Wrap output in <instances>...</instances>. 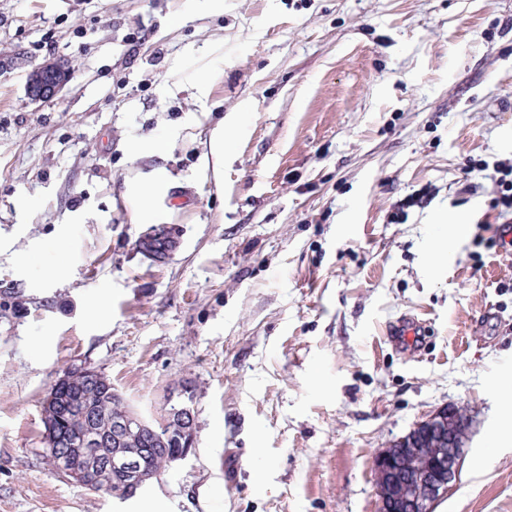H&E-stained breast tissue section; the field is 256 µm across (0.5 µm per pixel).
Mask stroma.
<instances>
[{"label": "stroma", "mask_w": 512, "mask_h": 512, "mask_svg": "<svg viewBox=\"0 0 512 512\" xmlns=\"http://www.w3.org/2000/svg\"><path fill=\"white\" fill-rule=\"evenodd\" d=\"M49 59L74 78L31 101ZM473 157L512 165V0H0V512H379L375 454L451 406L433 512H512V242ZM75 367L148 421L195 409L129 501L47 463ZM166 175L162 170H156L144 175L139 181L136 192L137 220L141 224H149L154 217V199L164 185Z\"/></svg>", "instance_id": "stroma-1"}]
</instances>
